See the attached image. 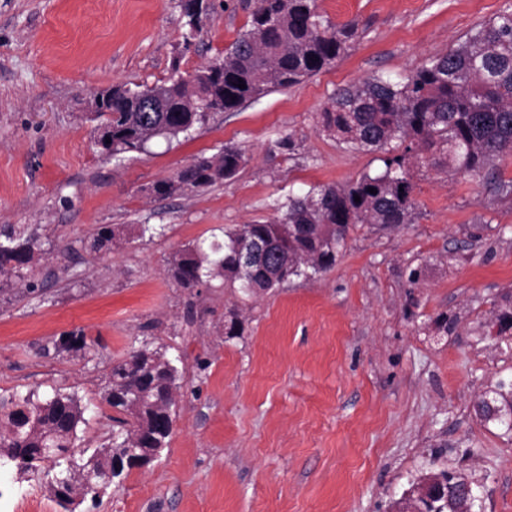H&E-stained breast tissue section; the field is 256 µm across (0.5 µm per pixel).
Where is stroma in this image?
<instances>
[{"mask_svg":"<svg viewBox=\"0 0 512 512\" xmlns=\"http://www.w3.org/2000/svg\"><path fill=\"white\" fill-rule=\"evenodd\" d=\"M357 22L351 49L302 83L147 151L101 152L91 119L102 90L162 83L218 56L255 0H214L201 36L182 37L179 0H0V226L38 238L32 268L0 277V400L69 394L85 409L80 445L112 434L101 400L114 363L142 346L180 357L167 448L76 512H400L413 482L448 469L479 483L475 512H512V432L473 404L512 373L495 317L512 295V152L486 175L410 166L405 224L353 226L334 269L257 298L217 277L170 275L194 243L265 221L276 203L382 169L385 151L320 128L337 89L402 81L512 0H318ZM290 137L294 149L275 143ZM244 149L233 179L159 198L153 182L193 158ZM116 235L101 249L99 227ZM420 269L410 283V269ZM448 315L451 329L435 320ZM237 336L225 333L231 318ZM83 333L88 348L58 341ZM64 469L0 471V512H62Z\"/></svg>","mask_w":512,"mask_h":512,"instance_id":"stroma-1","label":"stroma"}]
</instances>
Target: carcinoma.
<instances>
[{
  "label": "carcinoma",
  "mask_w": 512,
  "mask_h": 512,
  "mask_svg": "<svg viewBox=\"0 0 512 512\" xmlns=\"http://www.w3.org/2000/svg\"><path fill=\"white\" fill-rule=\"evenodd\" d=\"M357 35L358 23L333 22L319 11L317 0H257L247 30L204 65L206 74L196 77L176 68L154 88H114L110 96L102 92L97 118L112 129V154L142 152L157 138H175L204 124L209 117L204 106L231 112L249 99L301 83L345 54ZM321 123L325 132L354 149L382 150L394 141L409 145L405 153L385 158L379 173L290 197L279 205V215L224 231L222 243L183 249L170 268L182 287L193 289L215 274L231 286L240 283L244 295L259 296L309 269H332L356 224L408 223L415 202L406 161L414 146L428 154L430 164L472 176L512 151V10L483 22L404 81L376 75L339 90L321 112ZM249 160L241 148L226 145L218 154L196 157L174 177L154 182L151 192L167 197L229 180ZM251 244L262 253L243 269L242 252ZM37 247L34 235L1 226L0 276L20 272ZM182 378L159 349L134 351L112 365L103 401L127 418L115 419L122 430L82 463L71 453L85 422L75 397L55 392L13 399L0 414V461L15 464L23 474L45 462L66 466L68 494L55 490L64 508L76 494L95 497L112 483V458L126 451L127 439H135L134 447L147 457L167 447ZM489 405L497 416L481 422L508 426L512 378L490 386L475 412ZM76 472L82 474L80 483L72 477Z\"/></svg>",
  "instance_id": "1"
}]
</instances>
